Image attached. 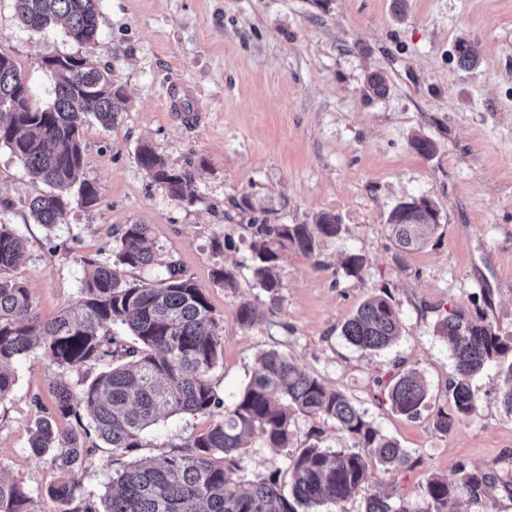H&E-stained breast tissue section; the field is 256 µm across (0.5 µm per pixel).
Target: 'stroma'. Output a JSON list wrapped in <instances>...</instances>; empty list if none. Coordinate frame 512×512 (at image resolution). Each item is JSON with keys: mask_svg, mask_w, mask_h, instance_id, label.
<instances>
[{"mask_svg": "<svg viewBox=\"0 0 512 512\" xmlns=\"http://www.w3.org/2000/svg\"><path fill=\"white\" fill-rule=\"evenodd\" d=\"M391 2L101 0L87 49L59 26L21 28L12 0H0V54L15 61L34 103L52 101L46 59L87 51L127 96L112 129L92 121L82 131L83 175L98 189L96 204L73 206L51 230L34 223L27 202L45 186L0 147V221L25 240L14 275L45 321L79 299L83 258L113 261L117 229L149 225L156 260L126 278L150 281L174 262L203 288L223 345L210 376L220 397L235 399L260 353L287 354L416 459L410 469L376 471L367 488L413 501L432 476L455 479L462 465L512 477V414L500 403L497 367L473 379L474 413L448 431L436 428L437 414L451 409L456 367L434 333L455 307L512 333V0H409L401 19ZM462 39L478 45L470 71L456 65ZM371 72L386 77V96H366ZM174 87L185 90L189 110L170 105ZM418 138L433 142L431 154L417 151ZM145 143L170 165L191 166L194 203L169 196L137 165ZM421 197L440 224L422 248L401 249L387 216ZM323 213L336 216L341 233L313 256L284 251L281 287L269 297L252 276V225L311 224ZM351 253L364 258L356 276L342 266ZM219 265L234 287L215 281ZM374 294L390 296L402 322L400 339L381 353L358 350L341 334ZM244 300L261 313L250 327L236 315ZM402 367L428 385L416 419L395 412L381 387ZM106 368L100 361L72 372L39 350L15 362L16 382L0 400V473L31 492L34 512L60 505L46 494L58 474L31 456L30 430L53 413L57 382L78 392ZM211 422L190 414L158 421L124 457L87 438L91 450L73 475L78 496L102 495L126 461L152 460ZM272 475L288 486L283 455L254 434L242 478Z\"/></svg>", "mask_w": 512, "mask_h": 512, "instance_id": "1", "label": "stroma"}]
</instances>
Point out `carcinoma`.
I'll use <instances>...</instances> for the list:
<instances>
[{"label": "carcinoma", "instance_id": "cac0c4a2", "mask_svg": "<svg viewBox=\"0 0 512 512\" xmlns=\"http://www.w3.org/2000/svg\"><path fill=\"white\" fill-rule=\"evenodd\" d=\"M100 0H13L20 27L40 32L57 23L66 36L90 46L97 35ZM458 65H477L475 44L456 46ZM57 65L52 103L40 107L25 101L14 112L16 91L24 84L14 61L0 55V147H5L36 182L49 190L27 204L36 223L52 229L67 223L73 203L95 204L98 189L82 177L84 145L81 129L94 119L110 130L124 110L122 86L112 69L96 63L91 53L59 55L46 60ZM368 96L389 91L383 75L366 79ZM138 166L173 198L193 203L194 173L175 168L147 144L136 153ZM397 244L407 250L424 246L439 224V213L425 198L397 203L389 212ZM341 232L336 217L322 214L315 224H258L252 250L258 259L253 277L270 298L281 287L280 252L293 248L313 255L326 239ZM147 224H126L116 236L115 260L84 259L85 275L79 304L50 321L33 311L26 285L14 276L25 253V241L0 222V399L11 391L12 363L33 347H40L57 365L80 371L93 361L109 360L108 369L76 395L67 383L53 390L54 415L38 420L30 432L29 451L49 463L59 479L47 495L61 505L60 512H319L359 496L371 479L370 462L383 468L412 467L415 461L392 438L366 418L351 399L328 388L286 354L268 350L258 356L244 390L228 405L210 382L222 356L221 337L203 289L175 263L153 282L126 279L125 270L152 264ZM239 322L254 325L259 311L242 303ZM125 327L132 344H120L112 326ZM434 333L456 359V378L448 383L454 414L438 415L436 426L446 431L454 417L475 410L472 378L486 366L512 356V334H503L482 316L473 320L462 308L448 311ZM342 335L359 350L380 352L401 335L398 313L386 295H372L347 320ZM392 408L409 418L427 405L428 390L414 369L397 373L384 385ZM501 402L512 413V362L507 364ZM221 417L189 443L176 445L158 461L131 464L112 472L103 496L104 510L90 494L76 500L72 475L88 449L82 436L97 434L115 455L143 446L144 432L163 416L180 414ZM332 421L350 442L339 450L321 446V430L312 429L301 448L293 447L294 412ZM74 420L83 433L61 436L56 418ZM88 424H83V421ZM260 432L268 447L284 452L291 489L284 492L278 479L241 481L247 439ZM502 485L512 493V481L499 483L495 473L457 472L450 481L434 476L422 487L416 502L394 501L389 496L364 497V512H459L457 490L479 499ZM32 497L18 482L0 475V512H31Z\"/></svg>", "mask_w": 512, "mask_h": 512}]
</instances>
